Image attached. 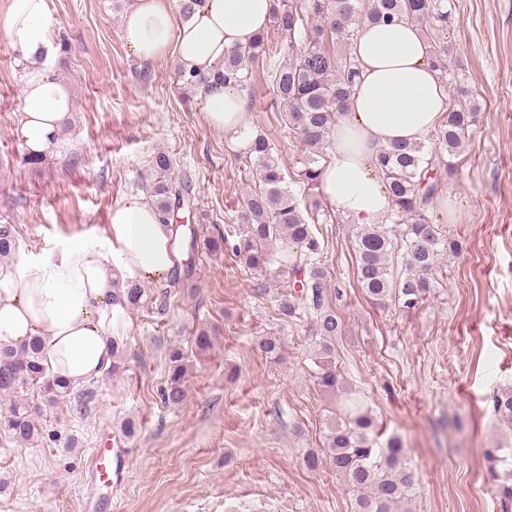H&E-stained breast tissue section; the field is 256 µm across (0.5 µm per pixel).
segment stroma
I'll return each mask as SVG.
<instances>
[{
    "mask_svg": "<svg viewBox=\"0 0 512 512\" xmlns=\"http://www.w3.org/2000/svg\"><path fill=\"white\" fill-rule=\"evenodd\" d=\"M59 56L72 90V121L56 153L26 163L15 133L23 70L0 30V226L17 240L14 259H55L80 238L104 239L117 203L148 195L153 158L190 175L199 230L192 287H160L128 312V370L91 380L98 400L85 415L59 403L43 416L37 446L0 431V512H351L340 478L308 470L322 449L332 398L315 384L306 322L288 323L276 278L243 268L210 237L236 240L242 194L254 178L238 147L210 128L204 103L185 89L172 59L146 65L129 51L112 0H48ZM448 43L460 102L480 107L453 172H440L453 207L436 227L457 245L428 272L414 309L376 301L359 287L349 221L318 224L327 296L344 326L336 365L365 395L384 435L398 434L419 478L411 512H501L485 449L512 445L494 394L512 389V0H451ZM250 133L276 145L286 174L300 147L283 129L269 78H257ZM213 346L198 351L196 332ZM280 336L279 359L259 350ZM188 361L186 398L162 404L168 350ZM133 449L121 479L93 470L96 449Z\"/></svg>",
    "mask_w": 512,
    "mask_h": 512,
    "instance_id": "35a3bbf8",
    "label": "stroma"
}]
</instances>
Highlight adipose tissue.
Here are the masks:
<instances>
[{
  "mask_svg": "<svg viewBox=\"0 0 512 512\" xmlns=\"http://www.w3.org/2000/svg\"><path fill=\"white\" fill-rule=\"evenodd\" d=\"M274 3L202 0L189 19L178 22L170 0H133L122 28L141 62L169 57L183 74L210 76L223 68L225 53L248 46L267 29ZM0 29L24 70L16 134L28 151L54 153L72 96L54 72L48 0H8ZM354 52L361 77L336 123L320 191L351 222L382 224L391 203L372 164L377 150L423 141L446 114L449 97L411 18L363 25ZM198 94L207 124L245 144L248 110L241 93L219 85ZM176 259L170 225L161 223L153 204L129 197L113 208L104 242L71 241L55 260L26 259L13 271L0 266V343L39 337L52 373L75 386L98 377L112 362L113 339L128 327L118 282H163Z\"/></svg>",
  "mask_w": 512,
  "mask_h": 512,
  "instance_id": "adipose-tissue-1",
  "label": "adipose tissue"
}]
</instances>
